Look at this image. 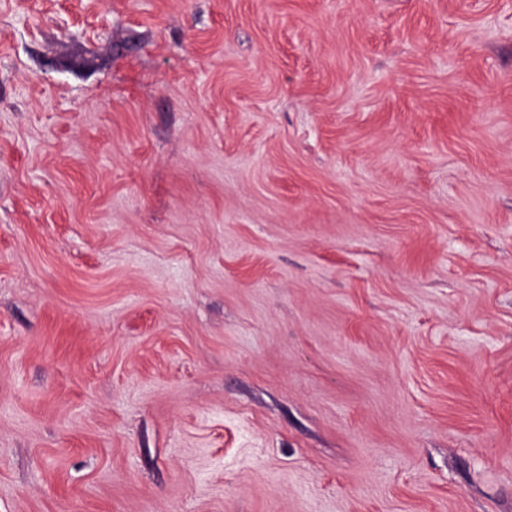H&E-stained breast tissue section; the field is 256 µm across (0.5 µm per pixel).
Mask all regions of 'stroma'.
Masks as SVG:
<instances>
[{"label":"stroma","instance_id":"obj_1","mask_svg":"<svg viewBox=\"0 0 512 512\" xmlns=\"http://www.w3.org/2000/svg\"><path fill=\"white\" fill-rule=\"evenodd\" d=\"M0 512H512V0H0Z\"/></svg>","mask_w":512,"mask_h":512}]
</instances>
